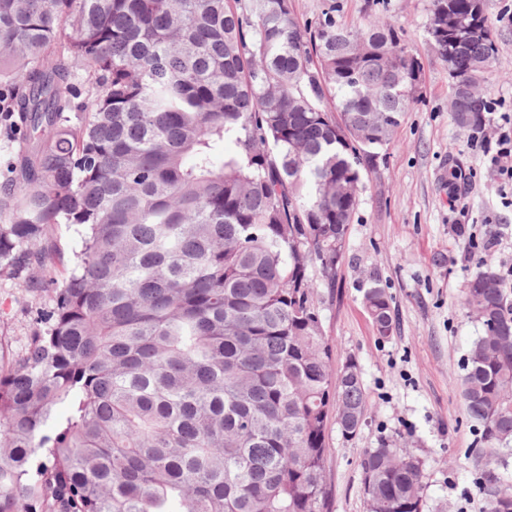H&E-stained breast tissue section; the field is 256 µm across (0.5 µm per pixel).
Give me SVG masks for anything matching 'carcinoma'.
<instances>
[{"label":"carcinoma","instance_id":"obj_1","mask_svg":"<svg viewBox=\"0 0 512 512\" xmlns=\"http://www.w3.org/2000/svg\"><path fill=\"white\" fill-rule=\"evenodd\" d=\"M495 51L456 60L463 129L483 123ZM419 73L393 27L341 24L333 3L303 29L291 0H0V101L24 133L0 276L50 294L0 354V512H329L327 424L355 437L366 395L334 377L314 288L336 287L363 171ZM61 224L83 236L59 279ZM363 302L390 337L380 280ZM462 305L481 327L458 388L487 512H512L496 474L512 300L493 258ZM424 466L400 438L365 450L369 512H423Z\"/></svg>","mask_w":512,"mask_h":512}]
</instances>
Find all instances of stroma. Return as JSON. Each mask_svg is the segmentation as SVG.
<instances>
[{
	"label": "stroma",
	"mask_w": 512,
	"mask_h": 512,
	"mask_svg": "<svg viewBox=\"0 0 512 512\" xmlns=\"http://www.w3.org/2000/svg\"><path fill=\"white\" fill-rule=\"evenodd\" d=\"M300 25L314 22L336 4L338 20L377 19L394 27L418 58L415 99L394 141L364 178L359 206L346 240L335 287L318 286V308L333 349V366L347 359L360 367L366 393L364 424L355 438L329 425L326 469L330 512H367L360 459L369 448L402 437L426 461L424 512H487L479 484L484 461L479 426L469 421L455 386L468 349L480 333L466 317L461 294L478 269L472 246L493 217L499 235L498 272L512 266V207L504 206L501 181L469 132L450 117L451 79L435 55L426 29L431 0H291ZM496 42L491 98L512 113V0H484ZM458 170L464 233L452 230L459 217L449 206L448 174ZM377 274L392 297L396 329L379 338L363 306V287ZM48 293L34 295L0 278V352L17 353L29 334L35 308Z\"/></svg>",
	"instance_id": "obj_1"
}]
</instances>
